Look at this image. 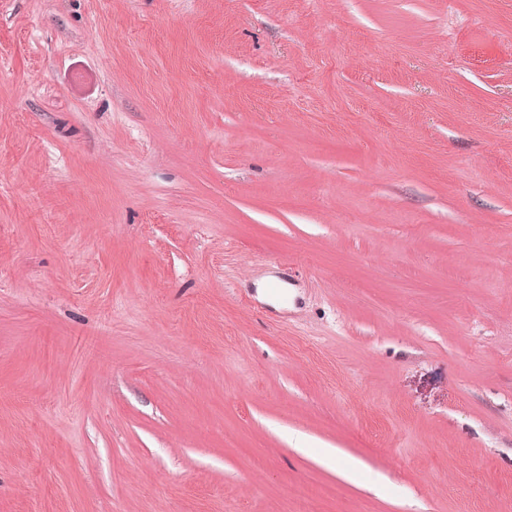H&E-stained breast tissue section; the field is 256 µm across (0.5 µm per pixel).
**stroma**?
<instances>
[{
    "instance_id": "35a3bbf8",
    "label": "stroma",
    "mask_w": 512,
    "mask_h": 512,
    "mask_svg": "<svg viewBox=\"0 0 512 512\" xmlns=\"http://www.w3.org/2000/svg\"><path fill=\"white\" fill-rule=\"evenodd\" d=\"M512 512V0H0V512Z\"/></svg>"
}]
</instances>
